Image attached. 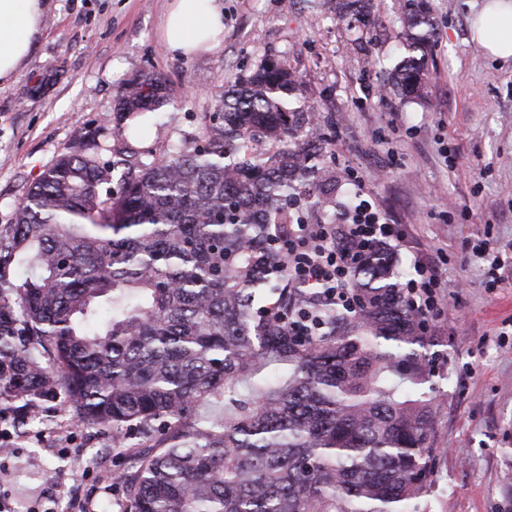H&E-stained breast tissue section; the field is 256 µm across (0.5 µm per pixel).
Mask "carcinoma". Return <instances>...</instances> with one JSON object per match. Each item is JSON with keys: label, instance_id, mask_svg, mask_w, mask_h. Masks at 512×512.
Segmentation results:
<instances>
[{"label": "carcinoma", "instance_id": "carcinoma-1", "mask_svg": "<svg viewBox=\"0 0 512 512\" xmlns=\"http://www.w3.org/2000/svg\"><path fill=\"white\" fill-rule=\"evenodd\" d=\"M429 12L400 4L405 98L426 80ZM295 91L267 60L201 146L146 163L79 142L0 225V396L25 421L62 392L78 423L134 437L113 476L124 512H419L430 492L434 340L387 265L353 270L354 306L323 304L300 334L286 321L306 298L277 242L325 176ZM168 101L139 75L119 110Z\"/></svg>", "mask_w": 512, "mask_h": 512}]
</instances>
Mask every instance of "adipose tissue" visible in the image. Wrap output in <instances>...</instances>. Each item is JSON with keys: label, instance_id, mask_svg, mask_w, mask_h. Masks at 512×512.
Segmentation results:
<instances>
[{"label": "adipose tissue", "instance_id": "1", "mask_svg": "<svg viewBox=\"0 0 512 512\" xmlns=\"http://www.w3.org/2000/svg\"><path fill=\"white\" fill-rule=\"evenodd\" d=\"M41 0H0V82H9L43 30ZM166 47L183 56L212 51L224 39L222 0H172L161 26ZM471 36L493 58L512 60V0H483Z\"/></svg>", "mask_w": 512, "mask_h": 512}]
</instances>
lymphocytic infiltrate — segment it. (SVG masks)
<instances>
[{"label": "lymphocytic infiltrate", "instance_id": "1", "mask_svg": "<svg viewBox=\"0 0 512 512\" xmlns=\"http://www.w3.org/2000/svg\"><path fill=\"white\" fill-rule=\"evenodd\" d=\"M401 236L378 210L366 201L354 204L343 224H292L282 238L288 262V280L305 289L314 301L352 305V271L380 247L400 242ZM412 276L401 285L403 296L420 317L434 313L444 282L427 253L410 252Z\"/></svg>", "mask_w": 512, "mask_h": 512}]
</instances>
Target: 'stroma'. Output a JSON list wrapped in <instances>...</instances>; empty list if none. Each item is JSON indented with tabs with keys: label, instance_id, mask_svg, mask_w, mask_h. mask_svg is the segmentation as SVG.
I'll list each match as a JSON object with an SVG mask.
<instances>
[{
	"label": "stroma",
	"instance_id": "stroma-1",
	"mask_svg": "<svg viewBox=\"0 0 512 512\" xmlns=\"http://www.w3.org/2000/svg\"><path fill=\"white\" fill-rule=\"evenodd\" d=\"M224 42L191 57L159 37L169 0H43L44 32L14 79L0 85V224L29 187L80 139L101 159L145 162L203 144L225 89L265 60L295 71L319 121V154L336 201L308 223H340L354 188L439 259L452 290L429 322L440 389L426 512H512V61L487 57L469 23L482 0H429L435 50L422 96L390 91L402 59L397 0H361L336 15L322 0H223ZM140 73L165 80L171 102L129 135L115 107ZM489 240L507 277L489 289ZM20 402H0L12 429L0 453L8 512H122L113 480L127 464L111 432L72 416L64 396L19 426Z\"/></svg>",
	"mask_w": 512,
	"mask_h": 512
}]
</instances>
